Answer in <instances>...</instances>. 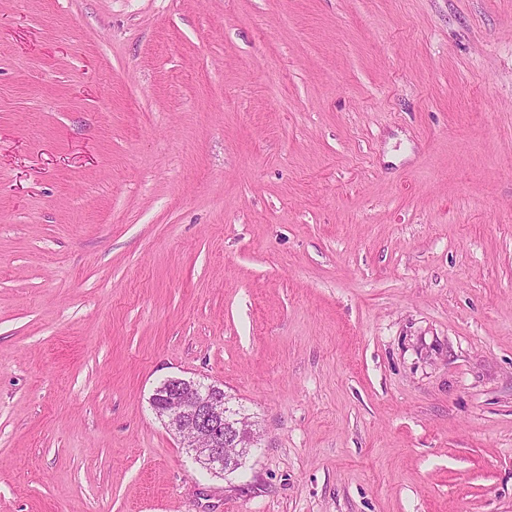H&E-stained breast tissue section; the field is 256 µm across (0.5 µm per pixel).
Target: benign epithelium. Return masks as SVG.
Wrapping results in <instances>:
<instances>
[{"instance_id": "benign-epithelium-1", "label": "benign epithelium", "mask_w": 512, "mask_h": 512, "mask_svg": "<svg viewBox=\"0 0 512 512\" xmlns=\"http://www.w3.org/2000/svg\"><path fill=\"white\" fill-rule=\"evenodd\" d=\"M166 384L167 391L152 400L157 417L201 468L212 474L233 471L255 445L256 433L240 417L228 419L224 389L183 377H170Z\"/></svg>"}]
</instances>
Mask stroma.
<instances>
[{"instance_id":"1","label":"stroma","mask_w":512,"mask_h":512,"mask_svg":"<svg viewBox=\"0 0 512 512\" xmlns=\"http://www.w3.org/2000/svg\"><path fill=\"white\" fill-rule=\"evenodd\" d=\"M0 512H512V0H0ZM166 384L167 391L152 398L157 417L201 468L212 474L232 472L255 445L252 426L239 416L228 419L230 398L218 385L183 377H170ZM228 442L237 447L233 454L225 452Z\"/></svg>"}]
</instances>
